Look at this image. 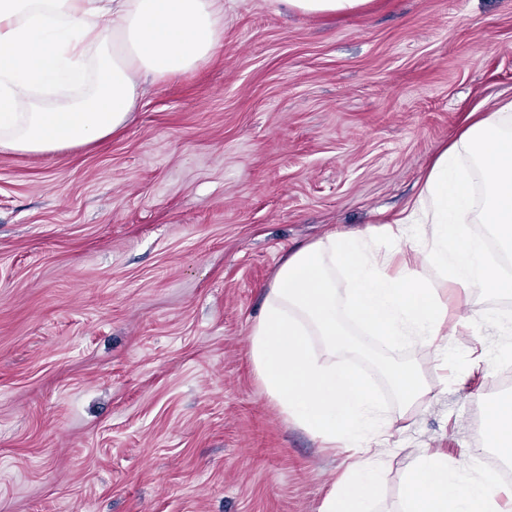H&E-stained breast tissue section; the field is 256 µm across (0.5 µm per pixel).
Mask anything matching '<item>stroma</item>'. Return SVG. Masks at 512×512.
I'll list each match as a JSON object with an SVG mask.
<instances>
[{"instance_id": "35a3bbf8", "label": "stroma", "mask_w": 512, "mask_h": 512, "mask_svg": "<svg viewBox=\"0 0 512 512\" xmlns=\"http://www.w3.org/2000/svg\"><path fill=\"white\" fill-rule=\"evenodd\" d=\"M512 96V0H372L351 16L224 0V46L147 82L129 125L0 153V512H319L343 455L285 421L249 334L288 252L413 198L462 116ZM486 321L416 360L428 407L386 449L400 512L418 448L474 465L512 382L464 376Z\"/></svg>"}]
</instances>
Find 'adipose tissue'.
Here are the masks:
<instances>
[{"mask_svg": "<svg viewBox=\"0 0 512 512\" xmlns=\"http://www.w3.org/2000/svg\"><path fill=\"white\" fill-rule=\"evenodd\" d=\"M224 46V0H0V152L51 154L99 142L136 112L143 80L195 70ZM485 187L473 195L474 181ZM485 225L476 233V225ZM512 98L472 111L399 217L335 229L281 261L250 332V357L286 421L349 462L320 512H372L379 456L424 407L413 363L381 368L399 412L385 416L349 369L353 329L448 360V293L512 295ZM483 446L512 457V398ZM495 477L419 449L403 512H503Z\"/></svg>", "mask_w": 512, "mask_h": 512, "instance_id": "obj_1", "label": "adipose tissue"}]
</instances>
